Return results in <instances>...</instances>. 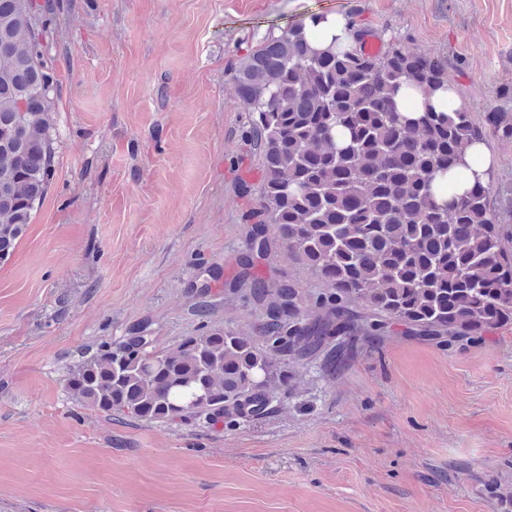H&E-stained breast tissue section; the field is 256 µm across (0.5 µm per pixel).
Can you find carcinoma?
Here are the masks:
<instances>
[{"mask_svg":"<svg viewBox=\"0 0 512 512\" xmlns=\"http://www.w3.org/2000/svg\"><path fill=\"white\" fill-rule=\"evenodd\" d=\"M55 14L53 3L0 0V185L11 186L0 193V255L14 250L54 174ZM234 81L251 117L243 142L264 173L259 207L243 221L266 215L326 288H271L244 264L226 291L252 303L260 342L211 324L204 290L196 335L167 349L140 322L102 342L66 376L76 401L108 416L232 427L288 395L295 365L315 360L332 378L395 326L451 345L512 324V254L501 247L512 226L497 223L491 184L449 202L433 185L481 132L463 109L413 119L396 99L405 83L426 93L448 84L442 58L402 44L373 56L318 50L300 23L265 39Z\"/></svg>","mask_w":512,"mask_h":512,"instance_id":"carcinoma-1","label":"carcinoma"}]
</instances>
